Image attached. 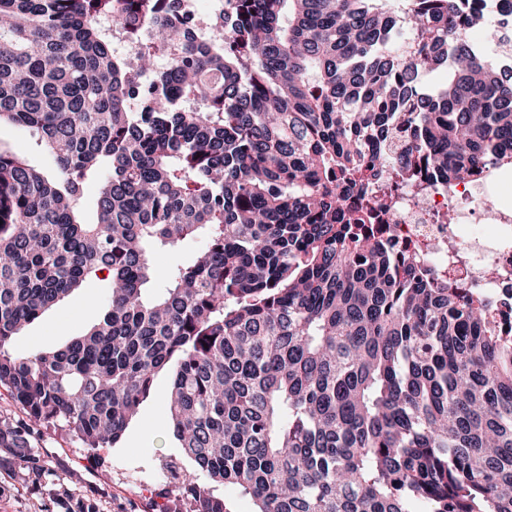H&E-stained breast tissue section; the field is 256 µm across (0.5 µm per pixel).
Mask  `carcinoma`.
<instances>
[{
    "label": "carcinoma",
    "instance_id": "1",
    "mask_svg": "<svg viewBox=\"0 0 512 512\" xmlns=\"http://www.w3.org/2000/svg\"><path fill=\"white\" fill-rule=\"evenodd\" d=\"M486 3L220 0L204 44L177 0H0V128L52 162L0 149V388L99 450L174 365L189 512H227L216 484L255 512H512V334L370 229L396 169L422 202L512 169V67L467 38ZM191 236L151 294L153 250ZM103 272L86 334L9 350ZM0 447L31 459L21 430ZM0 142L5 148L25 155L33 165L52 168L50 159L35 148L24 129L17 127L2 128L0 130ZM215 493L224 496V500L230 512H254L255 510L252 499L241 493L234 486L216 485Z\"/></svg>",
    "mask_w": 512,
    "mask_h": 512
}]
</instances>
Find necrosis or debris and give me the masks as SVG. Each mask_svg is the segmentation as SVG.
<instances>
[{
	"instance_id": "4bbe7bcc",
	"label": "necrosis or debris",
	"mask_w": 512,
	"mask_h": 512,
	"mask_svg": "<svg viewBox=\"0 0 512 512\" xmlns=\"http://www.w3.org/2000/svg\"><path fill=\"white\" fill-rule=\"evenodd\" d=\"M416 178H409L380 216V226L399 252H415L449 282L469 289L500 308L502 330L512 329V207L492 211V177L474 176L455 189H430L419 202ZM452 212L438 224L434 215ZM457 241L449 249V241Z\"/></svg>"
}]
</instances>
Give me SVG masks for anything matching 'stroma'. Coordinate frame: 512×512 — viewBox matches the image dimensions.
Returning a JSON list of instances; mask_svg holds the SVG:
<instances>
[{
    "label": "stroma",
    "mask_w": 512,
    "mask_h": 512,
    "mask_svg": "<svg viewBox=\"0 0 512 512\" xmlns=\"http://www.w3.org/2000/svg\"><path fill=\"white\" fill-rule=\"evenodd\" d=\"M108 296V281L89 279L14 336L11 351L24 356L63 347L102 315ZM171 381V369L159 371L116 445L96 453L67 432L31 424L22 406L0 389V428L25 426L36 456L23 466L12 449L0 448V512H159L164 506L177 512L170 480L152 478L169 460L187 474L195 472L169 424L165 396Z\"/></svg>",
    "instance_id": "35a3bbf8"
}]
</instances>
